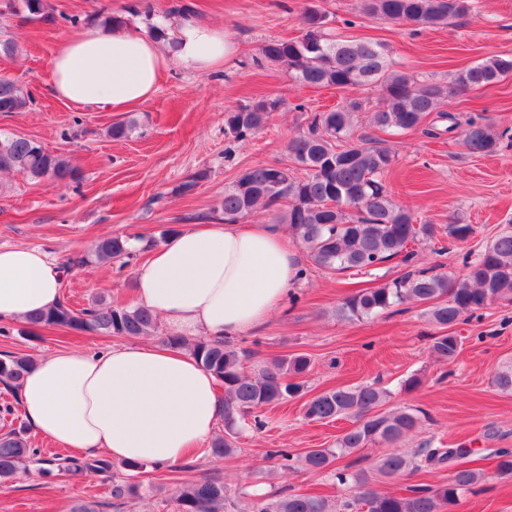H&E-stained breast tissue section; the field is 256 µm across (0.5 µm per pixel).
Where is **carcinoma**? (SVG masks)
Returning a JSON list of instances; mask_svg holds the SVG:
<instances>
[{
	"label": "carcinoma",
	"mask_w": 512,
	"mask_h": 512,
	"mask_svg": "<svg viewBox=\"0 0 512 512\" xmlns=\"http://www.w3.org/2000/svg\"><path fill=\"white\" fill-rule=\"evenodd\" d=\"M30 21L50 17V0H22ZM473 0H361V12L373 19L406 21L424 27L445 25L467 15ZM303 33L294 39H271L261 48L262 60L288 72L303 85L344 88L376 84L383 90V106L372 113L373 124L383 132L402 133L424 127L431 114L448 121L451 132L458 122L443 110L448 98L468 90L493 85L512 76V54L495 55L457 72L446 84H416L406 73L393 70L383 44L338 39L329 32L328 15L310 3L301 12ZM31 90L18 80L0 76V112H23L33 105ZM281 106L278 99H260L224 113V136L243 142L269 123ZM363 104L316 113L307 132L288 143V151L304 171L297 177L288 168L258 164L243 171L224 188L221 207L224 219L239 221L259 210L279 211L294 237L322 269L343 272L378 266L394 257L405 262L414 257L412 242L431 240L433 224H416L412 213L398 205L383 183L395 156L383 147L350 141L355 113ZM508 130H495L482 115L465 121L464 142L471 153H495ZM13 170L35 179L48 178L60 184L78 180V169L62 154L52 153L38 142L20 136H0V171ZM474 233L470 224L446 225L449 238L464 243ZM132 256L129 238L104 237L93 252L77 255L67 268ZM512 298V226H506L478 253L463 257V273L450 278L431 269L409 271L377 288H360L346 297L338 314L347 319L379 316L408 302L427 305L426 312L440 332L432 338L430 354L438 362H453L462 348L459 337L448 332L465 315L474 316L499 299ZM52 326L77 332H104L120 336H151L157 332L154 314L141 306L114 305L97 298L74 310L60 301L48 312L26 321L21 334L32 328ZM162 343L183 348L224 387V435L213 439L214 455L226 457L236 451L240 422L267 405L305 395L304 385L292 381L311 370V360L302 354L283 355L253 375L244 371L250 352L223 340L202 339L193 343L167 335ZM34 365L28 355L0 357V383L16 393ZM389 391L377 384L337 386L324 390L303 404L310 422H330L338 416L354 419V425L336 439L333 448H312L301 456L277 451L279 468L322 472L334 470L340 486L362 489L360 501L366 512H444L459 503L463 493L481 482L483 472L467 466L468 448H419L408 455L393 451L374 465L382 477L396 478L425 468L454 466L448 483L418 484L406 495L386 494L366 488L367 476L335 466L347 455L385 443L394 445L419 427L420 418L408 410L380 411ZM493 457L503 474H512V450L497 448ZM45 475L82 476L108 473L112 464L101 458L36 457L23 431L13 429L0 437V483L25 471L31 463ZM142 484L112 481V504L140 496ZM175 512H332L319 496L294 494L246 498L227 493L224 481L203 477L182 483L175 491Z\"/></svg>",
	"instance_id": "cac0c4a2"
}]
</instances>
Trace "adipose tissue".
<instances>
[{
	"mask_svg": "<svg viewBox=\"0 0 512 512\" xmlns=\"http://www.w3.org/2000/svg\"><path fill=\"white\" fill-rule=\"evenodd\" d=\"M168 40L123 24L71 38L49 72L68 105L121 112L148 102L171 62L216 70L236 52L223 30L190 16L160 21ZM299 271L272 224H202L176 233L135 271L136 302L175 335L228 339L264 326ZM60 270L34 247H0V319L46 311ZM27 422L81 457L176 463L207 451L222 413L214 377L184 351L147 342L44 355L19 388Z\"/></svg>",
	"mask_w": 512,
	"mask_h": 512,
	"instance_id": "adipose-tissue-1",
	"label": "adipose tissue"
}]
</instances>
